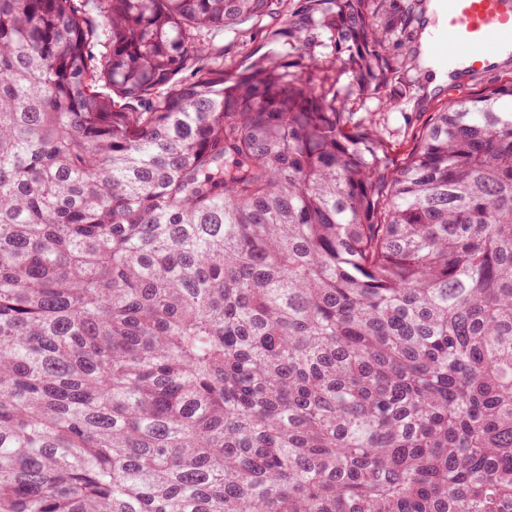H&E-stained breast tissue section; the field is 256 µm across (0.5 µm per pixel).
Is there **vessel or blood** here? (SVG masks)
Wrapping results in <instances>:
<instances>
[{
  "label": "vessel or blood",
  "mask_w": 512,
  "mask_h": 512,
  "mask_svg": "<svg viewBox=\"0 0 512 512\" xmlns=\"http://www.w3.org/2000/svg\"><path fill=\"white\" fill-rule=\"evenodd\" d=\"M445 33L439 59L463 56L474 69L487 66L502 45H512V7L505 0H440Z\"/></svg>",
  "instance_id": "vessel-or-blood-1"
}]
</instances>
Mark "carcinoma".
I'll return each mask as SVG.
<instances>
[{"label":"carcinoma","mask_w":512,"mask_h":512,"mask_svg":"<svg viewBox=\"0 0 512 512\" xmlns=\"http://www.w3.org/2000/svg\"><path fill=\"white\" fill-rule=\"evenodd\" d=\"M416 2L0 0V512H512V80L393 164ZM275 19L273 15L259 21H248L240 26L242 31L237 35L217 34L203 38L211 56L220 55L226 66L237 65L245 60L248 63L267 51L268 47L260 48L265 42L266 30L277 22Z\"/></svg>","instance_id":"obj_1"}]
</instances>
